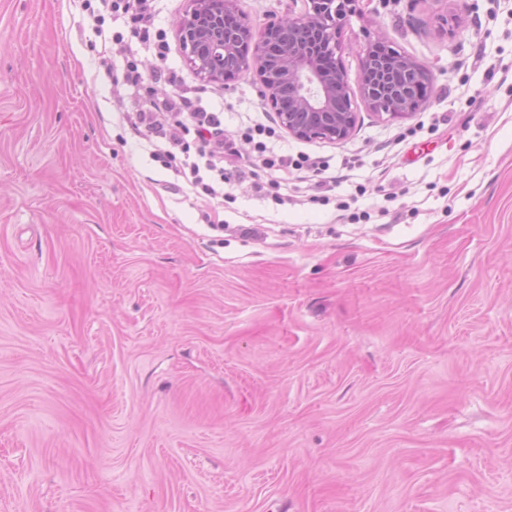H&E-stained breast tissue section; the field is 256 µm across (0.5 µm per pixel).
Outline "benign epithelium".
Here are the masks:
<instances>
[{
	"label": "benign epithelium",
	"mask_w": 512,
	"mask_h": 512,
	"mask_svg": "<svg viewBox=\"0 0 512 512\" xmlns=\"http://www.w3.org/2000/svg\"><path fill=\"white\" fill-rule=\"evenodd\" d=\"M189 2L177 35L186 61L201 79L223 82L251 72L288 134L334 143L351 135L358 112L352 107L339 38L351 0H309L306 12L270 20L257 39L243 16L237 30L224 31V14L236 11V0ZM419 82L430 86L433 77L414 59L380 40L367 48L358 84L375 114L391 119L412 115L426 102Z\"/></svg>",
	"instance_id": "benign-epithelium-1"
}]
</instances>
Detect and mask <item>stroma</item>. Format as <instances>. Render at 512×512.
I'll return each instance as SVG.
<instances>
[{
    "mask_svg": "<svg viewBox=\"0 0 512 512\" xmlns=\"http://www.w3.org/2000/svg\"><path fill=\"white\" fill-rule=\"evenodd\" d=\"M236 6L258 34L308 4ZM152 9L162 57L83 0H0V512H512V0H353L349 75L380 35L433 90L340 143L277 131L327 164L277 201L250 143L214 197L133 124L132 55L226 134L276 123L187 64L188 0Z\"/></svg>",
    "mask_w": 512,
    "mask_h": 512,
    "instance_id": "1",
    "label": "stroma"
}]
</instances>
